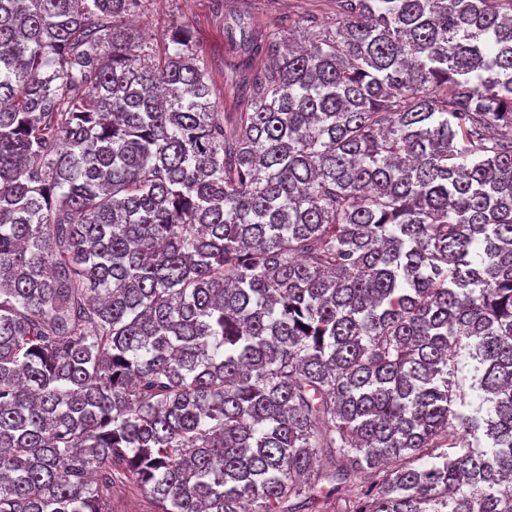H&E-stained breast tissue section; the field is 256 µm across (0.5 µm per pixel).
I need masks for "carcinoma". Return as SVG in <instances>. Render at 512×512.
<instances>
[{"instance_id":"obj_1","label":"carcinoma","mask_w":512,"mask_h":512,"mask_svg":"<svg viewBox=\"0 0 512 512\" xmlns=\"http://www.w3.org/2000/svg\"><path fill=\"white\" fill-rule=\"evenodd\" d=\"M139 2L0 0V512H512V0ZM251 13L258 23H274L282 38L289 36L302 42L295 33L294 23L301 17L314 18L315 24L332 26L336 11L326 0H144L135 13L132 24L140 35L149 38L157 54L164 51L165 36L172 25L188 26L194 36L195 49L207 67L213 94L211 101L219 112H241L237 92L231 87L229 61L232 53L224 41V12L238 10ZM146 494L132 487L112 489V512H150Z\"/></svg>"}]
</instances>
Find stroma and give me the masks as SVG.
I'll use <instances>...</instances> for the list:
<instances>
[{"label": "stroma", "mask_w": 512, "mask_h": 512, "mask_svg": "<svg viewBox=\"0 0 512 512\" xmlns=\"http://www.w3.org/2000/svg\"><path fill=\"white\" fill-rule=\"evenodd\" d=\"M239 10L251 13L258 23L276 24L284 35L293 32L295 21L304 17L324 27L336 21L328 0H143L133 25L159 53L164 50L171 26H188L210 76L213 101L219 111L238 112L242 105L231 86L232 53L224 41L223 16Z\"/></svg>", "instance_id": "1"}]
</instances>
